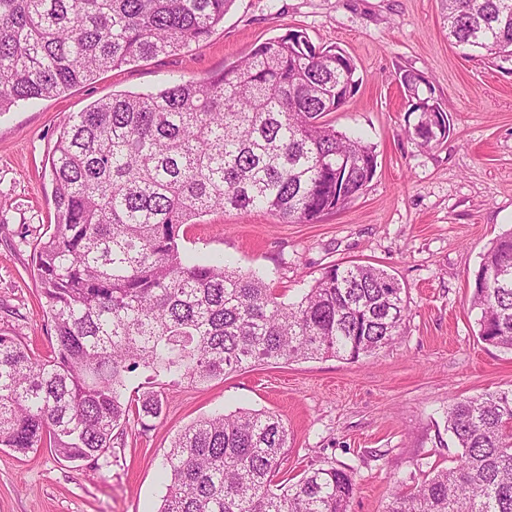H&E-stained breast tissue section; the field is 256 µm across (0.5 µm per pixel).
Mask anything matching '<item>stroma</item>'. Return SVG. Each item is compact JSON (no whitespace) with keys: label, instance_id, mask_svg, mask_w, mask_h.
Wrapping results in <instances>:
<instances>
[{"label":"stroma","instance_id":"1","mask_svg":"<svg viewBox=\"0 0 512 512\" xmlns=\"http://www.w3.org/2000/svg\"><path fill=\"white\" fill-rule=\"evenodd\" d=\"M296 28L354 60L361 85L330 119L374 145L373 179L314 224H279L264 211L211 212L185 225L180 248L257 272L289 300L330 265H375L406 291L399 335L355 363L255 365L197 386L140 372L137 385L166 391L153 429L129 419L95 466L47 448L0 450V512H157L174 436L199 417L241 407L274 412L287 426L281 477L349 469L350 512H384L399 487L454 466L449 400L512 389V353L479 338L470 307L484 254L512 230V62L450 45L439 0H235L200 44L0 114V333L22 337L37 354L51 350L32 257L54 228L47 160L69 117L117 91L222 71ZM407 68L429 78L442 105L448 136L438 143L423 146L406 133L417 121L397 81Z\"/></svg>","mask_w":512,"mask_h":512}]
</instances>
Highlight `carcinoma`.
Returning a JSON list of instances; mask_svg holds the SVG:
<instances>
[{"instance_id":"1","label":"carcinoma","mask_w":512,"mask_h":512,"mask_svg":"<svg viewBox=\"0 0 512 512\" xmlns=\"http://www.w3.org/2000/svg\"><path fill=\"white\" fill-rule=\"evenodd\" d=\"M234 2L0 0V113L202 42ZM440 4L451 44L512 61V0ZM356 71L345 50L295 29L206 78L70 116L49 157L56 224L34 256L56 347L42 356L0 334L1 449L97 464L129 414L148 429L162 413L159 393L131 387L140 368L199 385L256 363L356 362L394 341L408 307L382 268L330 265L285 303L256 273L187 262L179 246L182 227L212 210L314 224L357 199L377 155L328 119L357 92ZM399 81L419 113L407 134L444 139L431 82L412 69ZM471 304L479 338L512 352V231L482 258ZM446 430L457 465L396 491L385 512H512V390L451 400ZM286 447L270 411L197 419L171 441L157 512H349L342 468L275 483Z\"/></svg>"}]
</instances>
